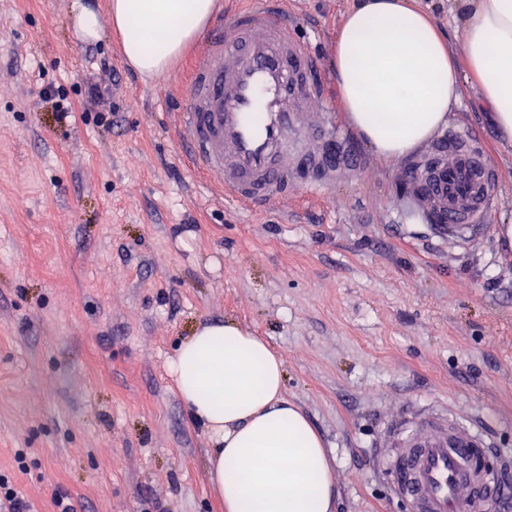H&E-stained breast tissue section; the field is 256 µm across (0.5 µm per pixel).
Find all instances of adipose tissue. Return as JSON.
<instances>
[{
	"label": "adipose tissue",
	"mask_w": 512,
	"mask_h": 512,
	"mask_svg": "<svg viewBox=\"0 0 512 512\" xmlns=\"http://www.w3.org/2000/svg\"><path fill=\"white\" fill-rule=\"evenodd\" d=\"M215 8L216 0H108L103 15L80 8L75 26L86 40L109 26L126 65L150 78L201 36ZM333 70L350 123L381 158L406 156L445 125L467 80L512 144V0H473L456 51L414 0H359L338 28ZM168 371L214 444L224 512H334L324 442L285 396L283 360L263 338L232 320L199 326Z\"/></svg>",
	"instance_id": "obj_1"
}]
</instances>
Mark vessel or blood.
Returning a JSON list of instances; mask_svg holds the SVG:
<instances>
[{
  "instance_id": "obj_1",
  "label": "vessel or blood",
  "mask_w": 512,
  "mask_h": 512,
  "mask_svg": "<svg viewBox=\"0 0 512 512\" xmlns=\"http://www.w3.org/2000/svg\"><path fill=\"white\" fill-rule=\"evenodd\" d=\"M326 81L316 57L295 37L283 0L217 18L178 97L176 137L184 166L219 180L226 204L269 208L299 168L313 189L352 171V153L325 158L335 137L322 107ZM407 176L423 205L443 217V231L468 238L495 202L497 175L466 133L448 129ZM488 435L432 411H407L383 433L381 465L408 512H488L502 494L488 464Z\"/></svg>"
}]
</instances>
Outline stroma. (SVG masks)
<instances>
[{
	"label": "stroma",
	"mask_w": 512,
	"mask_h": 512,
	"mask_svg": "<svg viewBox=\"0 0 512 512\" xmlns=\"http://www.w3.org/2000/svg\"><path fill=\"white\" fill-rule=\"evenodd\" d=\"M0 0V471L38 512H224L210 441L166 364L202 324L233 320L284 361L285 395L329 451L336 512H406L377 455L386 420L425 407L479 423L512 481V146L465 85L449 127L500 175L481 236L441 242L410 205L407 159L378 158L321 194L226 205L183 166L169 93L186 51L149 80L110 28L87 42L76 2ZM332 73L357 0H289ZM458 43L464 0H416ZM119 83L89 102L103 66ZM53 86L59 100L40 96ZM70 110L57 117V106ZM24 456L17 465L16 456Z\"/></svg>",
	"instance_id": "35a3bbf8"
}]
</instances>
